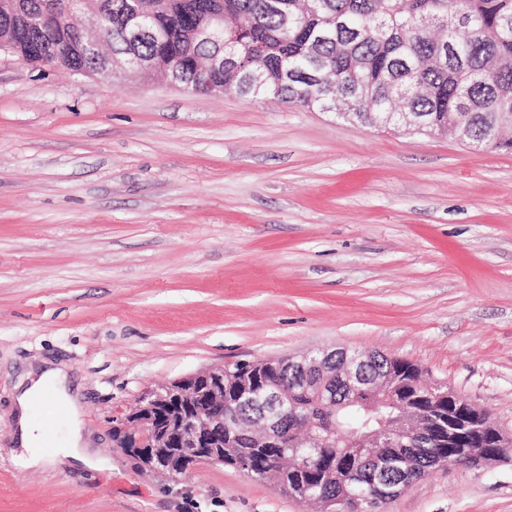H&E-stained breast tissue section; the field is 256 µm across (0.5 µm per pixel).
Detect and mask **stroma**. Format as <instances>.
<instances>
[{"instance_id": "1", "label": "stroma", "mask_w": 512, "mask_h": 512, "mask_svg": "<svg viewBox=\"0 0 512 512\" xmlns=\"http://www.w3.org/2000/svg\"><path fill=\"white\" fill-rule=\"evenodd\" d=\"M318 347L416 363L512 437V154L0 52V512H310L231 466L140 472L112 427L159 384ZM42 360L100 467L11 461ZM384 512H512V460Z\"/></svg>"}]
</instances>
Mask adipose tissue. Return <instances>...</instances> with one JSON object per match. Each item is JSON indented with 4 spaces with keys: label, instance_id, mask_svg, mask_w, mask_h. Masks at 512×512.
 Segmentation results:
<instances>
[{
    "label": "adipose tissue",
    "instance_id": "1",
    "mask_svg": "<svg viewBox=\"0 0 512 512\" xmlns=\"http://www.w3.org/2000/svg\"><path fill=\"white\" fill-rule=\"evenodd\" d=\"M54 393L68 409L65 420L68 436L65 446L47 449L44 446L43 429L29 417L31 400L45 393ZM82 397L77 389L68 384V371L61 365L43 363L32 367L18 385L16 410L14 413L15 432L19 438L21 453L18 463L25 468L38 466L50 455L71 458L87 467H96L98 458L86 452L80 415Z\"/></svg>",
    "mask_w": 512,
    "mask_h": 512
}]
</instances>
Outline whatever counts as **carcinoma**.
<instances>
[{"label": "carcinoma", "instance_id": "obj_1", "mask_svg": "<svg viewBox=\"0 0 512 512\" xmlns=\"http://www.w3.org/2000/svg\"><path fill=\"white\" fill-rule=\"evenodd\" d=\"M79 0H17L13 14L0 12V31L14 35L30 63L77 73L103 67L107 57L135 63L165 53L179 68L191 92H208L213 79L239 96L271 97L301 109L339 111L338 98L348 94L384 128L399 125V113L416 112L426 134L458 122L489 147L512 151V0H98L96 33L108 51L83 49L88 32L70 21ZM455 13L462 18L448 30L437 18ZM54 47V54L35 53V40ZM231 55L237 68L217 73L209 68L215 56ZM257 71L263 81L249 83ZM348 357L364 361L367 375L393 372L397 396L409 400L424 421L441 416L470 422L475 429L463 445L477 447L488 434L489 412L471 404L452 408L430 392L431 382L407 360L352 348ZM248 375L257 396L239 401L224 419V464L250 463L252 477L294 499L320 505L321 497L338 495L342 486L370 483L376 467L346 462L356 453L352 439L381 429L395 413L389 403L363 409V394L336 390L335 405L321 403L310 379L294 380L283 367L264 360L236 362ZM270 386L293 394L300 408L325 440L315 449L318 462L342 466L337 482H325L320 470L298 467L295 423L287 413L264 405ZM273 421L274 437L263 439L256 417ZM410 447L417 467L408 481L438 465L442 445L431 430ZM174 471L184 474L201 463L179 449L159 448Z\"/></svg>", "mask_w": 512, "mask_h": 512}]
</instances>
